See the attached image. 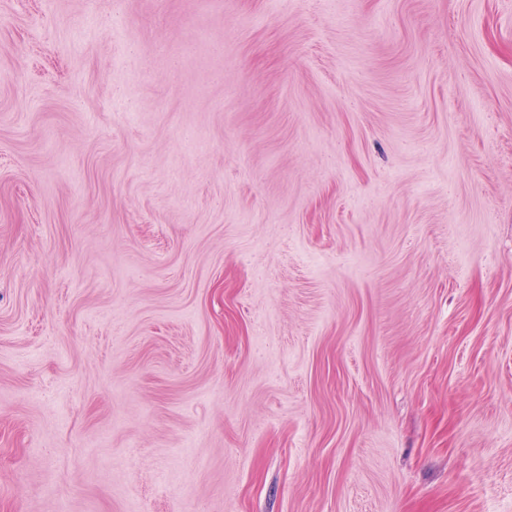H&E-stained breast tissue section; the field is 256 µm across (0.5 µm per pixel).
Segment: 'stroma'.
<instances>
[{"mask_svg":"<svg viewBox=\"0 0 512 512\" xmlns=\"http://www.w3.org/2000/svg\"><path fill=\"white\" fill-rule=\"evenodd\" d=\"M0 512H512V0H0Z\"/></svg>","mask_w":512,"mask_h":512,"instance_id":"obj_1","label":"stroma"}]
</instances>
